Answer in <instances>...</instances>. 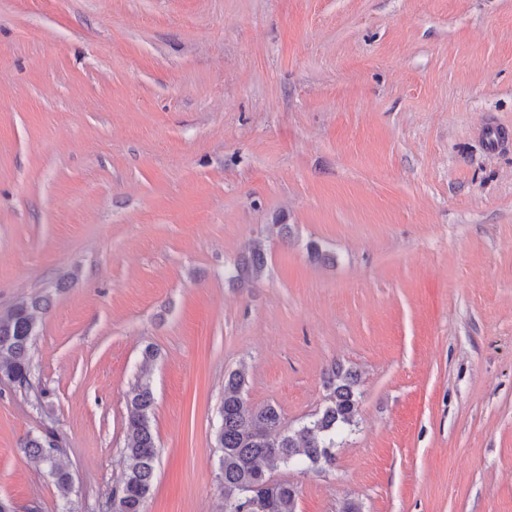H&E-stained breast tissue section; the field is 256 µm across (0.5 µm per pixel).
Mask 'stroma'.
Returning <instances> with one entry per match:
<instances>
[{
	"instance_id": "35a3bbf8",
	"label": "stroma",
	"mask_w": 512,
	"mask_h": 512,
	"mask_svg": "<svg viewBox=\"0 0 512 512\" xmlns=\"http://www.w3.org/2000/svg\"><path fill=\"white\" fill-rule=\"evenodd\" d=\"M491 127L512 134V0H0V310L52 295L44 397L0 382V500L61 512L19 446L51 429L73 512H109L145 369L146 512H224L228 375L294 429L339 363L358 427L334 466L275 471L297 512H512ZM255 240L263 277L229 284Z\"/></svg>"
}]
</instances>
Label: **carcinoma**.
Masks as SVG:
<instances>
[{"label":"carcinoma","mask_w":512,"mask_h":512,"mask_svg":"<svg viewBox=\"0 0 512 512\" xmlns=\"http://www.w3.org/2000/svg\"><path fill=\"white\" fill-rule=\"evenodd\" d=\"M266 254L257 242L243 252L227 271V279L255 282L264 274ZM48 294L22 298L0 311V372L15 386L30 391L31 347L37 334L34 313L50 306ZM246 373H231L224 381V402L215 431L221 449L224 512H297V490L271 478L273 471L290 465L313 467L335 464L336 439L356 425L358 377L336 364L328 376L331 400L313 420L290 433L282 426L280 411L270 405L253 406L245 398ZM154 404L149 379L140 377L127 403L126 441L121 450L122 479L112 493L111 512H144L153 486L157 445L151 426ZM20 448L46 464L55 477L62 512H71L73 483L60 467L59 437L45 431L26 435Z\"/></svg>","instance_id":"1"}]
</instances>
